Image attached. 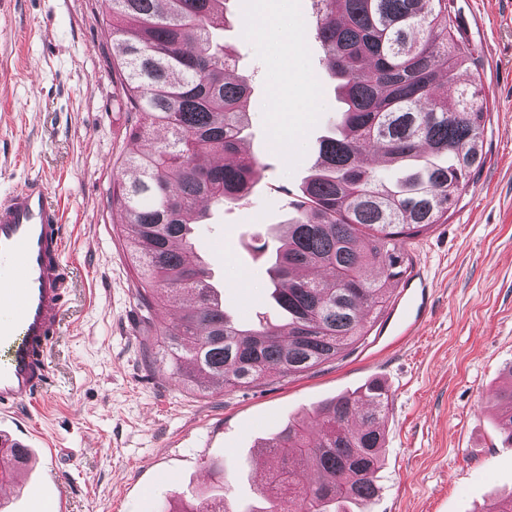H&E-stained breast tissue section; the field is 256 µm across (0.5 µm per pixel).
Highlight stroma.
<instances>
[{"instance_id": "stroma-1", "label": "stroma", "mask_w": 512, "mask_h": 512, "mask_svg": "<svg viewBox=\"0 0 512 512\" xmlns=\"http://www.w3.org/2000/svg\"><path fill=\"white\" fill-rule=\"evenodd\" d=\"M460 26L483 61L486 160L445 223L409 241L408 269L385 313L353 354L295 377L201 397L183 390L140 343L137 279L112 208L121 161L137 145L121 105L102 0H0V197L41 181L69 226L73 288L63 330L48 353L53 383L35 413L0 422L30 449L33 481L52 468L66 481L64 512H164L210 492L224 466L228 499L258 502L260 446L316 405L381 380L391 394L379 496L372 512H481L512 495V444L491 405L512 383V0H454ZM254 16L296 32L312 0H250ZM282 33V35H283ZM279 36L224 41L252 87L245 148L263 169L241 203L211 209L194 242L239 322L281 323L269 299V225L287 217L296 191L336 126L315 36L300 53ZM287 87L278 115L272 92ZM280 132L272 148L271 128ZM431 287L396 327L414 297ZM170 482H159L162 473Z\"/></svg>"}]
</instances>
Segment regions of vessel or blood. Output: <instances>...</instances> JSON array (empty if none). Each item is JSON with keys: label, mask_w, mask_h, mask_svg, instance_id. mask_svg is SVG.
Returning a JSON list of instances; mask_svg holds the SVG:
<instances>
[{"label": "vessel or blood", "mask_w": 512, "mask_h": 512, "mask_svg": "<svg viewBox=\"0 0 512 512\" xmlns=\"http://www.w3.org/2000/svg\"><path fill=\"white\" fill-rule=\"evenodd\" d=\"M66 226L33 181L0 200V417L47 391L48 353L62 327Z\"/></svg>", "instance_id": "obj_1"}]
</instances>
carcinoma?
I'll list each match as a JSON object with an SVG mask.
<instances>
[{
    "label": "carcinoma",
    "instance_id": "carcinoma-1",
    "mask_svg": "<svg viewBox=\"0 0 512 512\" xmlns=\"http://www.w3.org/2000/svg\"><path fill=\"white\" fill-rule=\"evenodd\" d=\"M113 69L136 120L112 186L145 312L142 345L184 389L250 388L308 372L349 354L368 336L403 275V244L448 220L484 161L487 118L476 57L454 0H313V33L344 110L320 142L311 172L277 228L272 299L278 326L236 324L216 309L214 288L190 257L189 226L201 205L248 197L259 159L242 151L251 89L218 38L226 0H103ZM422 165L391 186L367 162ZM315 268L320 276L297 272ZM389 390L377 380L290 420L263 448L278 462L248 512H371L378 496L382 422ZM499 426L512 442V387L500 390ZM29 452L0 445V478ZM169 512H237L226 501H187Z\"/></svg>",
    "mask_w": 512,
    "mask_h": 512
}]
</instances>
